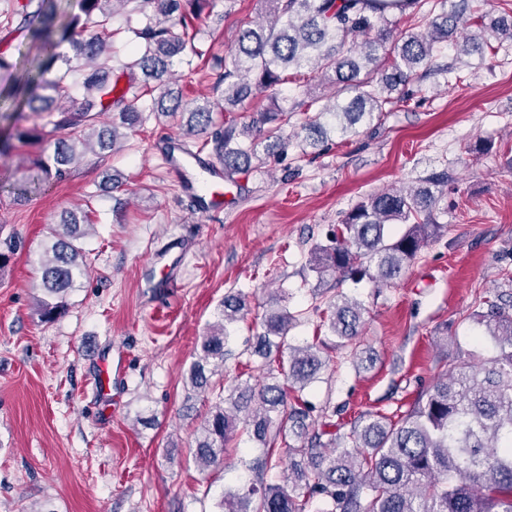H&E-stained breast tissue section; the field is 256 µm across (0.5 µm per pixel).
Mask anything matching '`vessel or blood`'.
Masks as SVG:
<instances>
[{
    "label": "vessel or blood",
    "instance_id": "b4317fda",
    "mask_svg": "<svg viewBox=\"0 0 512 512\" xmlns=\"http://www.w3.org/2000/svg\"><path fill=\"white\" fill-rule=\"evenodd\" d=\"M166 167L194 197L196 210L206 214L224 205V169L211 159L185 152L178 139H170L162 152Z\"/></svg>",
    "mask_w": 512,
    "mask_h": 512
}]
</instances>
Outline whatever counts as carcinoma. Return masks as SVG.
Instances as JSON below:
<instances>
[{"label":"carcinoma","instance_id":"obj_1","mask_svg":"<svg viewBox=\"0 0 512 512\" xmlns=\"http://www.w3.org/2000/svg\"><path fill=\"white\" fill-rule=\"evenodd\" d=\"M201 12L207 0H118L130 7L126 28H111V0H78L85 17H96L98 32L84 39L77 32L80 16L59 10L54 0L32 12L21 5L22 21L34 29L42 61L40 73L56 63L63 74L36 83V78L15 79L9 99L18 93L51 90L41 96L40 111L57 130L93 127V140L82 145L64 138L53 152L32 160L46 180H61L89 149L100 155L116 151L120 140H130L145 122L144 113L175 118L188 115L185 135H207L214 159L224 177L258 170L252 165L261 138L280 141L282 127L297 112L315 116L302 125L307 148L328 146L327 126L342 136H356L409 96H393L429 67L448 40L454 41L456 60L464 63L484 49L496 51L491 41L512 38V9L508 15L485 23L486 14L476 0H259L266 19L244 23L224 53L213 85L214 100L186 101L165 89L173 57L194 51L187 40L189 17L185 3ZM407 17L420 31L406 30L391 37L389 18ZM125 43L117 44L120 33ZM69 44L74 57L61 51ZM137 49L122 65L128 84L113 104L120 107L118 121L109 128L95 127L99 113L108 109L111 94L100 76L115 69L127 44ZM83 61L87 71L79 82L81 94H71L67 77L78 70L72 60ZM332 89V100L321 103L309 88L311 74ZM161 89L144 104L147 83ZM293 84L303 98L290 90ZM265 94L270 107L244 124H218L214 112L235 107L253 91ZM68 99L65 109L50 103ZM448 190V175L435 174L411 191L385 190L357 203L334 227L327 240L314 246L309 266L318 278L332 277L339 284L364 278L376 285L400 279L430 237L443 225L434 212ZM87 224L71 210L61 223L49 227L46 257L38 258L41 299L38 312L50 321L64 312L68 293L77 287L87 267L86 252L76 241L86 235ZM20 248L12 238L0 240V270ZM247 299L224 297L218 321L202 337L200 353L189 368L191 385L216 394L200 436L192 449L202 468L224 464V451L239 428L246 429L265 449L261 467L279 447L292 457L288 481L242 486L226 492L222 512H512V291L500 292L487 308L472 318L485 327L484 339L496 354L475 353L455 357L443 365L437 381L421 393L396 422L382 415L365 414L349 433L350 448H329L320 433L310 429L302 408L304 390L329 362V352L353 344L359 336L362 304L342 293L329 300L328 330L334 340L318 337L304 346L288 343L297 316L288 309L265 314L258 334V354L264 359L266 382H238L226 386L211 381L224 366V344L230 325L244 316Z\"/></svg>","mask_w":512,"mask_h":512}]
</instances>
